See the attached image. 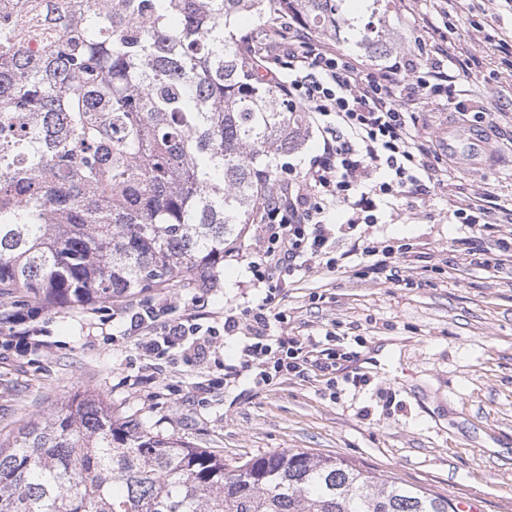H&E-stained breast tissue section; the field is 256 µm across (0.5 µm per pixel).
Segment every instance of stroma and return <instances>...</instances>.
Returning <instances> with one entry per match:
<instances>
[{
    "label": "stroma",
    "mask_w": 512,
    "mask_h": 512,
    "mask_svg": "<svg viewBox=\"0 0 512 512\" xmlns=\"http://www.w3.org/2000/svg\"><path fill=\"white\" fill-rule=\"evenodd\" d=\"M413 23L399 0H385L381 18L393 54L420 51L433 21L457 56L476 52L480 64L460 86L465 114L445 100L419 114L418 131L435 145L443 183L382 208L365 236L416 244L418 260L399 280L374 277L371 257L321 269L280 288L275 307L289 335L323 339L357 354L335 384L321 377L281 378L255 387L225 384L224 367L239 361V341L217 336L211 352L190 357L174 348L148 357L127 331L129 304L173 299L177 309L203 313L204 326L255 306L247 283L259 239L247 225L234 257L225 258L217 288H156L130 299L44 309L46 333L28 350L0 342V439L46 418L75 394L96 395L114 414L143 429L181 438L223 455L226 465L284 448L334 455L385 479L422 487L474 512H512V262L492 269L471 263L456 246L469 236L448 221V204L483 195L512 209V63L492 49L512 34V0L484 16L483 0H458L438 14L434 0H413ZM498 104L495 155L463 170L443 145L449 124L471 126V113Z\"/></svg>",
    "instance_id": "35a3bbf8"
}]
</instances>
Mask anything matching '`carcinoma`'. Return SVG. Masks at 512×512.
Masks as SVG:
<instances>
[{
    "mask_svg": "<svg viewBox=\"0 0 512 512\" xmlns=\"http://www.w3.org/2000/svg\"><path fill=\"white\" fill-rule=\"evenodd\" d=\"M0 0V296L212 283L305 121L235 34L291 15L386 52L383 0ZM40 51L30 52L34 28ZM0 512H457L331 455L224 457L86 395L0 441Z\"/></svg>",
    "mask_w": 512,
    "mask_h": 512,
    "instance_id": "1",
    "label": "carcinoma"
}]
</instances>
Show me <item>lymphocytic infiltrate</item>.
Returning a JSON list of instances; mask_svg holds the SVG:
<instances>
[{
  "mask_svg": "<svg viewBox=\"0 0 512 512\" xmlns=\"http://www.w3.org/2000/svg\"><path fill=\"white\" fill-rule=\"evenodd\" d=\"M262 51L281 60L282 69L272 70L270 77L290 104L307 113L321 134V147L304 172L289 174L286 187L270 192L262 203L261 245L249 269L250 285L263 298L241 316L224 320L225 335L241 339V361L225 365L224 377H243L256 386L288 375L303 377L312 365L323 375L335 374L342 358L339 350L320 347L313 338L272 334V323H286L287 317L273 311L270 288L287 276L335 268L360 250L372 257L373 273L398 279L410 260L409 244L362 249L354 243L336 252V225L329 215L342 211L353 232L377 223L380 204L421 193L425 181H437L430 162L434 147L418 135L416 114L440 96L446 97L449 110L464 111L457 75L468 68L467 61L446 51L429 60L410 51L384 67L367 70L354 56L313 38L301 25L289 26L284 34L273 31ZM448 215L469 225L466 252L475 264L502 266L499 254L483 245L481 233L496 226L512 234L511 208L492 207L477 197L450 203ZM128 321L131 330L150 332L143 344L149 352L176 347L189 336L195 339V355L206 354L213 345L212 339H200L202 326L192 312L163 322L155 306L139 305Z\"/></svg>",
  "mask_w": 512,
  "mask_h": 512,
  "instance_id": "lymphocytic-infiltrate-1",
  "label": "lymphocytic infiltrate"
}]
</instances>
